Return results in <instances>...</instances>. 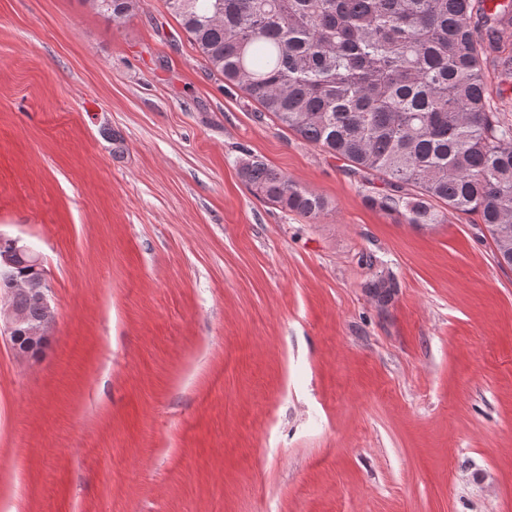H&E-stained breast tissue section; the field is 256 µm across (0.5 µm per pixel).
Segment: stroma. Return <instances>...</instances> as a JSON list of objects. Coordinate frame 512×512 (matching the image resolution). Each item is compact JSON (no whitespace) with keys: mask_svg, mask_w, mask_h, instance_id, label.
Wrapping results in <instances>:
<instances>
[{"mask_svg":"<svg viewBox=\"0 0 512 512\" xmlns=\"http://www.w3.org/2000/svg\"><path fill=\"white\" fill-rule=\"evenodd\" d=\"M248 153L328 211L255 197ZM382 188L164 0H0V236L56 313L39 358L0 336V512H512V267L479 215L415 227ZM98 1L100 5L97 9L100 13L113 21L122 20L132 14L136 8V0H90L93 5L97 6Z\"/></svg>","mask_w":512,"mask_h":512,"instance_id":"obj_1","label":"stroma"}]
</instances>
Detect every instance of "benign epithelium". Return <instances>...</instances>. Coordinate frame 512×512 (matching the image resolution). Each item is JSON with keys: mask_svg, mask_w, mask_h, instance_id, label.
Segmentation results:
<instances>
[{"mask_svg": "<svg viewBox=\"0 0 512 512\" xmlns=\"http://www.w3.org/2000/svg\"><path fill=\"white\" fill-rule=\"evenodd\" d=\"M30 266L41 270L39 255L17 238L0 237V324L9 336L15 354L21 358H33L41 354L50 341V333L56 314L48 299V286L45 277H36L20 281L14 276L18 267ZM20 295L28 296L38 302L41 316L30 321L16 303Z\"/></svg>", "mask_w": 512, "mask_h": 512, "instance_id": "obj_1", "label": "benign epithelium"}]
</instances>
